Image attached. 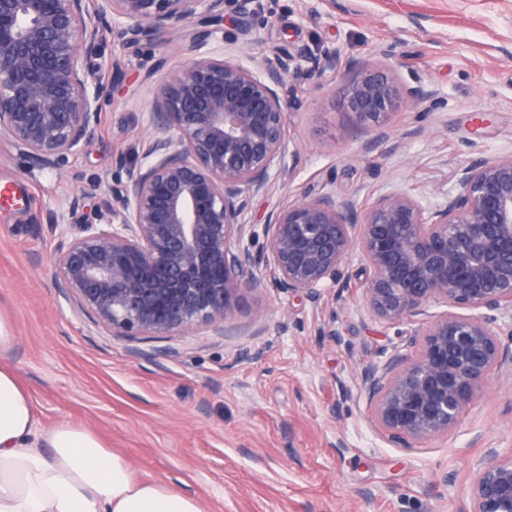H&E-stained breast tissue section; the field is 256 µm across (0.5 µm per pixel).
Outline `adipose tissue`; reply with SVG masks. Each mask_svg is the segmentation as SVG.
<instances>
[{"label": "adipose tissue", "mask_w": 512, "mask_h": 512, "mask_svg": "<svg viewBox=\"0 0 512 512\" xmlns=\"http://www.w3.org/2000/svg\"><path fill=\"white\" fill-rule=\"evenodd\" d=\"M35 425L29 393L0 365V512H202L191 494L134 479L91 431Z\"/></svg>", "instance_id": "adipose-tissue-1"}]
</instances>
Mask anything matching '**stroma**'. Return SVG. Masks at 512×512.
<instances>
[{"label": "stroma", "mask_w": 512, "mask_h": 512, "mask_svg": "<svg viewBox=\"0 0 512 512\" xmlns=\"http://www.w3.org/2000/svg\"><path fill=\"white\" fill-rule=\"evenodd\" d=\"M273 8L272 23L247 34L246 57L306 45L376 61L390 46L400 79L433 89L437 106L396 114L387 140L365 153L335 93L344 69L298 85L293 176L254 198L253 223L310 186L360 205L394 187L437 204L469 158L512 156V0H274ZM104 54L124 55L125 77L85 153L61 173L33 171L0 141V188L27 200L21 211L0 208V315L15 336L4 363L32 398L37 431L87 429L126 457L135 479L196 495L202 512H457L478 460L512 449V377L494 379L448 436L400 447L369 421L358 373L415 327L370 320L363 280L326 290L318 309L272 287L247 291L223 335L136 342L104 331L61 288L52 210L90 180L100 183L92 205L109 204L112 158L138 161L152 95V50L108 44ZM479 108L488 121L477 130ZM329 319L339 342L319 334Z\"/></svg>", "instance_id": "obj_1"}]
</instances>
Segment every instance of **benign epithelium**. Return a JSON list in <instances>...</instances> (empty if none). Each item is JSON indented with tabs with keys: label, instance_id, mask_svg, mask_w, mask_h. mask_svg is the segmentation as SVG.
Returning a JSON list of instances; mask_svg holds the SVG:
<instances>
[{
	"label": "benign epithelium",
	"instance_id": "7a95c632",
	"mask_svg": "<svg viewBox=\"0 0 512 512\" xmlns=\"http://www.w3.org/2000/svg\"><path fill=\"white\" fill-rule=\"evenodd\" d=\"M233 7L236 29L265 26L261 0H0V140L40 171L83 154L124 72L105 60L107 38L158 48L195 28L188 57L165 69L147 104L138 165L115 157L125 177L112 203L87 210L81 195L52 213L60 229L53 267L79 310L113 336L163 339L186 330L224 333L243 292L272 286L321 305L324 290L365 259L369 316L420 325L412 351L362 366L371 418L398 444L448 435L496 375L512 376V157L458 167L438 205L401 189L359 206L307 189L272 211L262 233L247 221L252 199L295 157L288 118L301 106L289 78L321 80L341 65L332 48L274 47L253 67L232 57L237 38L212 27ZM108 68L112 81L97 73ZM345 111L363 145H376L399 111L435 105L376 61L348 62ZM259 248H254L258 236ZM269 272L265 278L263 272ZM446 310L433 315L430 308ZM459 512H512V451L476 466Z\"/></svg>",
	"mask_w": 512,
	"mask_h": 512
}]
</instances>
